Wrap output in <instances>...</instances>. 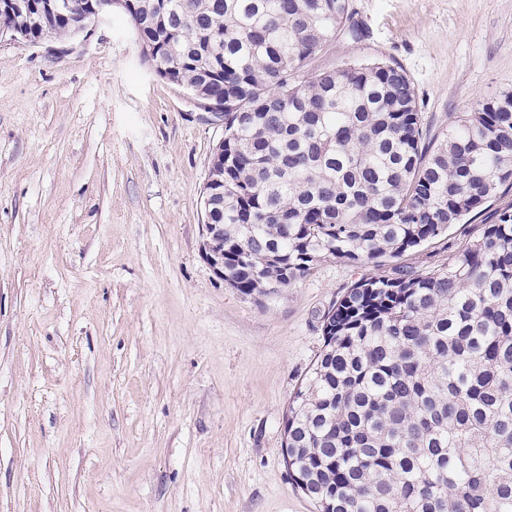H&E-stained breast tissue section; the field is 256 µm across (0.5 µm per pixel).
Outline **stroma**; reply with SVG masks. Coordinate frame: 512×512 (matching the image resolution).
I'll return each mask as SVG.
<instances>
[{
    "instance_id": "1",
    "label": "stroma",
    "mask_w": 512,
    "mask_h": 512,
    "mask_svg": "<svg viewBox=\"0 0 512 512\" xmlns=\"http://www.w3.org/2000/svg\"><path fill=\"white\" fill-rule=\"evenodd\" d=\"M315 68L385 60L431 135L512 91V0H350ZM224 128L140 58L113 10L54 48L0 41V512H316L282 422L323 316L364 277L447 263L506 189L385 265L325 260L254 298L203 259Z\"/></svg>"
}]
</instances>
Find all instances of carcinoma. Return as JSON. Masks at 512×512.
Instances as JSON below:
<instances>
[{
    "label": "carcinoma",
    "mask_w": 512,
    "mask_h": 512,
    "mask_svg": "<svg viewBox=\"0 0 512 512\" xmlns=\"http://www.w3.org/2000/svg\"><path fill=\"white\" fill-rule=\"evenodd\" d=\"M158 77L224 99L210 223L224 283L263 294L326 259L378 266L512 187V92L428 138L387 61L309 69L349 0H125ZM28 42L76 35L18 20ZM288 407V473L318 512H512V208L444 265L333 303Z\"/></svg>",
    "instance_id": "obj_1"
}]
</instances>
